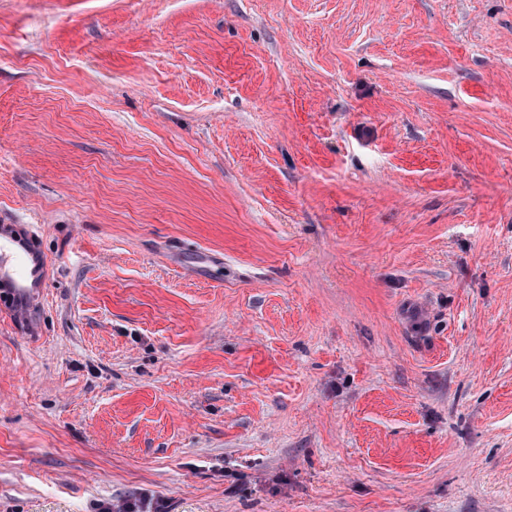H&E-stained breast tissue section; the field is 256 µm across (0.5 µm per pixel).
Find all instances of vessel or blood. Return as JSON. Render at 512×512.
<instances>
[{"label": "vessel or blood", "instance_id": "vessel-or-blood-1", "mask_svg": "<svg viewBox=\"0 0 512 512\" xmlns=\"http://www.w3.org/2000/svg\"><path fill=\"white\" fill-rule=\"evenodd\" d=\"M48 267L31 232L19 224H0V312L29 323L47 286Z\"/></svg>", "mask_w": 512, "mask_h": 512}]
</instances>
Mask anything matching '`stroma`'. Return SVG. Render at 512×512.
<instances>
[{"label": "stroma", "instance_id": "35a3bbf8", "mask_svg": "<svg viewBox=\"0 0 512 512\" xmlns=\"http://www.w3.org/2000/svg\"><path fill=\"white\" fill-rule=\"evenodd\" d=\"M0 512H512V0H0ZM30 228L0 224V312L27 325L47 288L49 267Z\"/></svg>", "mask_w": 512, "mask_h": 512}]
</instances>
